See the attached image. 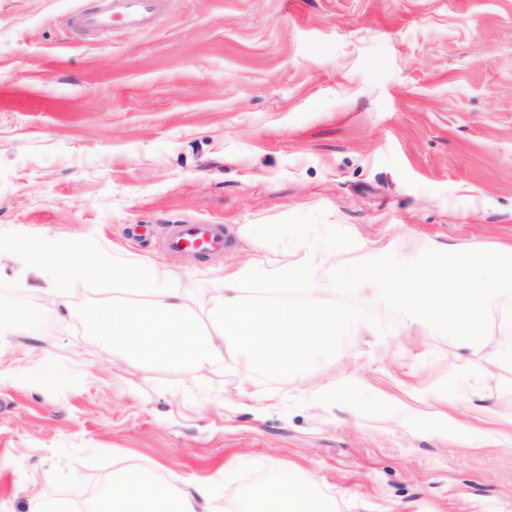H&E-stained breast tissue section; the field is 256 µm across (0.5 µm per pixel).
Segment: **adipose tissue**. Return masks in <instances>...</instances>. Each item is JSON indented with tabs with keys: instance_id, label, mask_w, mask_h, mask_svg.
<instances>
[{
	"instance_id": "obj_1",
	"label": "adipose tissue",
	"mask_w": 512,
	"mask_h": 512,
	"mask_svg": "<svg viewBox=\"0 0 512 512\" xmlns=\"http://www.w3.org/2000/svg\"><path fill=\"white\" fill-rule=\"evenodd\" d=\"M260 501L262 510L250 507L246 512H329L301 483L270 486ZM102 512H224V507L207 482L179 490L151 469L121 461L113 471Z\"/></svg>"
}]
</instances>
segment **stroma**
Listing matches in <instances>:
<instances>
[{"instance_id":"stroma-1","label":"stroma","mask_w":512,"mask_h":512,"mask_svg":"<svg viewBox=\"0 0 512 512\" xmlns=\"http://www.w3.org/2000/svg\"><path fill=\"white\" fill-rule=\"evenodd\" d=\"M100 4L0 0V232L170 266L201 305L225 268L280 259L250 224L319 212L348 232L315 273L329 298L349 263L512 244V0H165L144 27H72ZM184 222L227 247L162 250ZM52 286L0 252V291ZM351 300L389 331L274 383L229 356L113 368L76 315L0 338V512L77 510L116 456L229 507L309 480L333 512H512V366L474 383L484 354Z\"/></svg>"}]
</instances>
